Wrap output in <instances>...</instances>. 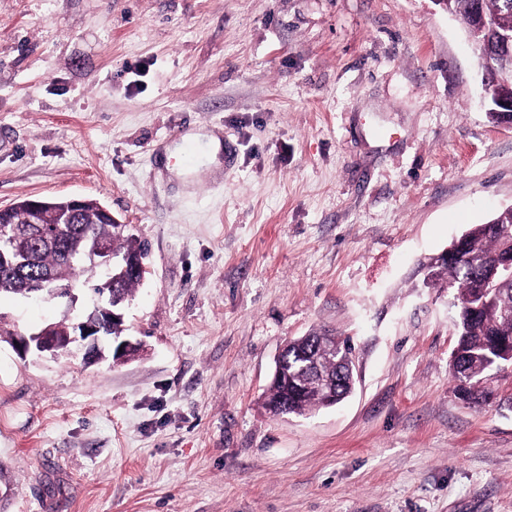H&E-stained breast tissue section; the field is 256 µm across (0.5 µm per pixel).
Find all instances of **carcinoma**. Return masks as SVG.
<instances>
[{"mask_svg":"<svg viewBox=\"0 0 512 512\" xmlns=\"http://www.w3.org/2000/svg\"><path fill=\"white\" fill-rule=\"evenodd\" d=\"M448 13L460 17L465 24L471 44L489 76L490 93L484 108L488 118L498 121L496 110L503 99L512 100V41L503 35L512 33V0H483L486 24H478L473 12V0H441ZM64 199L45 203L44 223L17 224L19 240L13 248L26 254V275H7L0 269V294L33 298L41 295L34 290L38 282L48 278L65 286L81 279L92 284L98 293L103 291L104 280L89 268L82 258V249L89 237L111 240L120 254L145 257V244L126 230L124 224H114L106 218H97L89 211L74 216L70 224H56V212L62 210ZM499 225L493 232L484 224H475L466 230L467 237L461 256L436 268V273L424 281L427 288L439 286L454 292L457 315L454 322L456 343L450 370L455 391L464 401L473 402L485 397L475 390V384L501 364L512 359V319L500 315V310L512 311V278L496 275L491 291L478 295L470 288L478 265L496 256L504 240L512 237V209H504L492 217ZM139 280L112 271V296L122 307L133 297ZM330 337L317 332L288 342L284 370L288 371V384L269 386L264 405L275 412L273 404L280 399L288 402V413L302 415L321 407L322 389L314 376L305 377V392L297 390L293 380L301 361L315 356ZM330 374L336 378L331 392L342 395L351 390L353 374L347 367L329 363Z\"/></svg>","mask_w":512,"mask_h":512,"instance_id":"carcinoma-1","label":"carcinoma"}]
</instances>
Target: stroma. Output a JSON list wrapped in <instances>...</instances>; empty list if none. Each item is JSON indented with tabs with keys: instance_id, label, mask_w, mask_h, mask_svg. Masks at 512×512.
Listing matches in <instances>:
<instances>
[{
	"instance_id": "35a3bbf8",
	"label": "stroma",
	"mask_w": 512,
	"mask_h": 512,
	"mask_svg": "<svg viewBox=\"0 0 512 512\" xmlns=\"http://www.w3.org/2000/svg\"><path fill=\"white\" fill-rule=\"evenodd\" d=\"M441 0H0V206L80 197L147 248L139 356L0 339V512H512V376L454 393L421 262L512 207V126ZM219 165L182 160L210 137ZM0 297V328L62 319ZM357 382L262 406L283 346ZM325 341L332 342L329 336L313 332L307 336L291 340L288 342V349L285 354V372L288 371V386L286 384H272L268 388L264 405L274 414H279L272 405L279 399L288 402V413L302 415L313 409L320 408L323 403L322 389L317 381L318 376H304L305 392L297 390L293 380L296 378L295 370L301 361L315 356Z\"/></svg>"
}]
</instances>
